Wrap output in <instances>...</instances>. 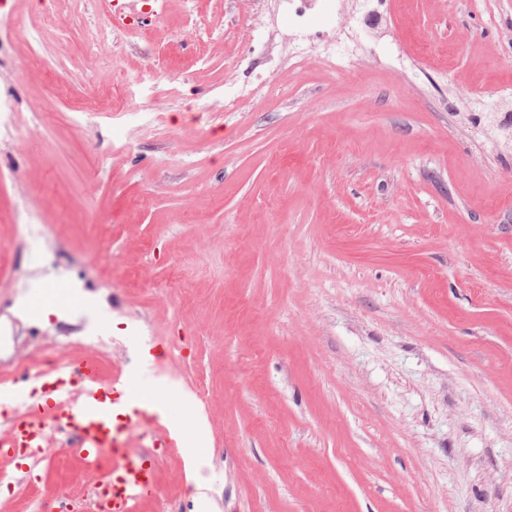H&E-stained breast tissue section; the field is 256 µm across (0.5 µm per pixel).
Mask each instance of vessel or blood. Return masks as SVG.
Returning a JSON list of instances; mask_svg holds the SVG:
<instances>
[{"instance_id":"b4317fda","label":"vessel or blood","mask_w":512,"mask_h":512,"mask_svg":"<svg viewBox=\"0 0 512 512\" xmlns=\"http://www.w3.org/2000/svg\"><path fill=\"white\" fill-rule=\"evenodd\" d=\"M101 370V363L91 356L76 377L61 369L40 374L44 403L11 419L8 434L0 436V453L25 452L34 459L50 434L76 437L81 457L106 468L104 481L88 492L95 512H134L135 502L151 492L155 470L148 454L131 451L130 423L139 421L155 447L174 446L176 438L158 403L143 399L132 380H102ZM75 383L80 391L77 401L70 403L66 397Z\"/></svg>"}]
</instances>
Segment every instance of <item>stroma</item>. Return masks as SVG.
Here are the masks:
<instances>
[{
	"label": "stroma",
	"instance_id": "1",
	"mask_svg": "<svg viewBox=\"0 0 512 512\" xmlns=\"http://www.w3.org/2000/svg\"><path fill=\"white\" fill-rule=\"evenodd\" d=\"M154 2L93 53L98 0H0L45 61L0 85L47 116L0 136V380L92 355L205 427L136 512H199L197 477L209 512H512V0H317L299 37L283 0ZM91 70L187 82L78 127ZM70 288L95 307L35 315ZM23 463L0 512L104 475L55 439Z\"/></svg>",
	"mask_w": 512,
	"mask_h": 512
}]
</instances>
